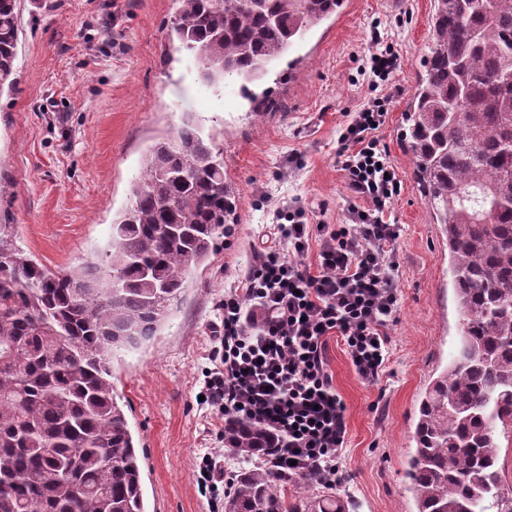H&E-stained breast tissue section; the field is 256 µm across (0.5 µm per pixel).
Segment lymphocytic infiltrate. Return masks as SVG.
Listing matches in <instances>:
<instances>
[{"label": "lymphocytic infiltrate", "instance_id": "obj_1", "mask_svg": "<svg viewBox=\"0 0 512 512\" xmlns=\"http://www.w3.org/2000/svg\"><path fill=\"white\" fill-rule=\"evenodd\" d=\"M391 102L388 93L368 98L339 133L348 223L312 224L301 206L277 207L265 241L252 245L238 285L220 303L203 404L219 419L277 435L279 446L265 462L284 482L332 487L350 479L347 408L329 370V338L342 340L362 380L378 382L386 371L401 235L386 216L401 181L377 128ZM232 476L217 453L203 454L197 483L214 512Z\"/></svg>", "mask_w": 512, "mask_h": 512}]
</instances>
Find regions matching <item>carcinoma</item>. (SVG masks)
Here are the masks:
<instances>
[{
  "label": "carcinoma",
  "instance_id": "1",
  "mask_svg": "<svg viewBox=\"0 0 512 512\" xmlns=\"http://www.w3.org/2000/svg\"><path fill=\"white\" fill-rule=\"evenodd\" d=\"M433 0L429 53L403 140L441 225L460 347L426 388L405 478L416 512H503L499 437L512 440V0ZM343 0H179L168 39L213 87L262 79ZM18 0H0V88L19 42ZM237 209L224 143L193 113L142 158L112 245L51 272L0 224V512H145L141 458L112 389L111 353L150 339L191 268ZM275 436L224 424V449L263 457ZM224 512H346L306 502L246 467Z\"/></svg>",
  "mask_w": 512,
  "mask_h": 512
}]
</instances>
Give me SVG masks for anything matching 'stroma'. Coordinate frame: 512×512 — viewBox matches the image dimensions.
I'll list each match as a JSON object with an SVG mask.
<instances>
[{
  "label": "stroma",
  "mask_w": 512,
  "mask_h": 512,
  "mask_svg": "<svg viewBox=\"0 0 512 512\" xmlns=\"http://www.w3.org/2000/svg\"><path fill=\"white\" fill-rule=\"evenodd\" d=\"M178 0H20L18 58L0 86V224L17 246L53 270L75 271L110 242L142 157L194 113L224 138V166L239 197L237 222L193 270L156 336L112 356V384L142 460L146 512H210L196 481L200 457L222 424L197 403L225 289L236 285L249 246L273 211L295 201L314 219L348 220L336 164L350 112L376 89L362 69L380 31L398 51L400 93L378 136L401 179L391 223L400 262V305L389 333L387 374L362 381L342 343L330 341L333 382L347 408L350 482L335 493L349 512H415L404 477L423 393L456 351L459 311L448 248L402 144L403 116L423 70L433 0H345L313 26L254 92L213 88L176 51L167 25Z\"/></svg>",
  "instance_id": "35a3bbf8"
}]
</instances>
